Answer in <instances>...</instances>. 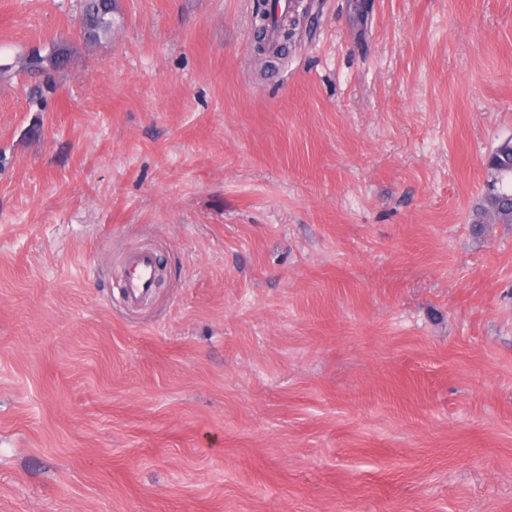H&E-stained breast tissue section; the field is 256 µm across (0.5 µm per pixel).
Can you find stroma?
I'll use <instances>...</instances> for the list:
<instances>
[{
    "label": "stroma",
    "instance_id": "35a3bbf8",
    "mask_svg": "<svg viewBox=\"0 0 512 512\" xmlns=\"http://www.w3.org/2000/svg\"><path fill=\"white\" fill-rule=\"evenodd\" d=\"M302 2L0 0V512H512V0ZM115 0H80V33L86 42H98L112 36ZM69 53L67 41L60 37L51 43L45 54L40 48H33L20 59V63L22 69L40 74L48 83L53 80V74L67 63ZM495 178L494 197L483 196L471 224H512V137L501 140L484 162ZM159 264V256L153 250H142L125 259L119 288L127 307L135 308L143 298L152 293L156 286Z\"/></svg>",
    "mask_w": 512,
    "mask_h": 512
}]
</instances>
